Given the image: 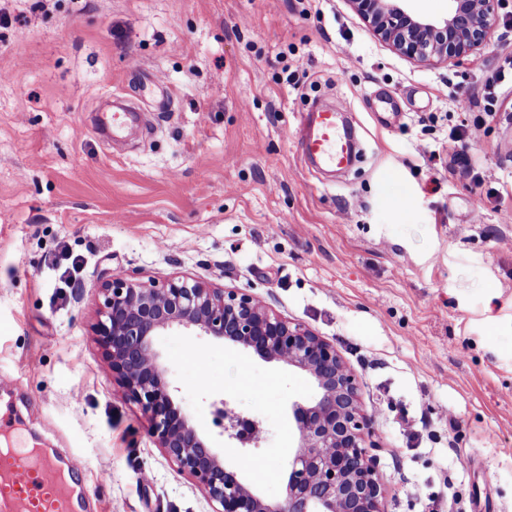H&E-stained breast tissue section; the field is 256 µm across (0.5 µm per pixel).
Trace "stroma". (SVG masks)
Listing matches in <instances>:
<instances>
[{
    "label": "stroma",
    "instance_id": "35a3bbf8",
    "mask_svg": "<svg viewBox=\"0 0 512 512\" xmlns=\"http://www.w3.org/2000/svg\"><path fill=\"white\" fill-rule=\"evenodd\" d=\"M0 429L76 457L93 512H211L101 367L100 271L246 288L334 343L363 380L385 512H512V92L460 110L512 56V30L463 62L416 64L347 0H0ZM158 71L163 88L142 83ZM147 118L103 139L105 94ZM345 99L362 160L330 177L302 112ZM478 126V140L450 137ZM481 162L450 170L457 150ZM483 198L482 211L474 201ZM177 402L280 499L288 366L176 329L156 337ZM206 369L198 378L197 366ZM258 420L226 447L211 404ZM111 469V483L97 476Z\"/></svg>",
    "mask_w": 512,
    "mask_h": 512
}]
</instances>
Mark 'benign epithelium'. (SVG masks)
Segmentation results:
<instances>
[{"instance_id": "1", "label": "benign epithelium", "mask_w": 512, "mask_h": 512, "mask_svg": "<svg viewBox=\"0 0 512 512\" xmlns=\"http://www.w3.org/2000/svg\"><path fill=\"white\" fill-rule=\"evenodd\" d=\"M393 51L431 66L477 53L499 23L504 0H448L441 19L415 14L407 0H348ZM91 330L108 375L148 422L147 435L187 474L212 512H385L374 422L362 408V380L336 345L307 325L273 312L254 293L224 288L186 273L147 280L104 272L93 285ZM182 328L292 367L315 386L309 401L291 404L296 446L285 492L263 498L203 437L176 404L177 387L155 348V337ZM224 435L257 444L261 429L226 400L213 404Z\"/></svg>"}]
</instances>
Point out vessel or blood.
Segmentation results:
<instances>
[{
	"mask_svg": "<svg viewBox=\"0 0 512 512\" xmlns=\"http://www.w3.org/2000/svg\"><path fill=\"white\" fill-rule=\"evenodd\" d=\"M348 109L340 99L327 111L302 113L300 140L306 156L329 167L343 166L348 145L337 120ZM137 119L129 100L116 96L111 109L100 114L99 124L118 140ZM0 512H73L72 486L56 460L40 449L20 444L1 450Z\"/></svg>",
	"mask_w": 512,
	"mask_h": 512,
	"instance_id": "1",
	"label": "vessel or blood"
}]
</instances>
